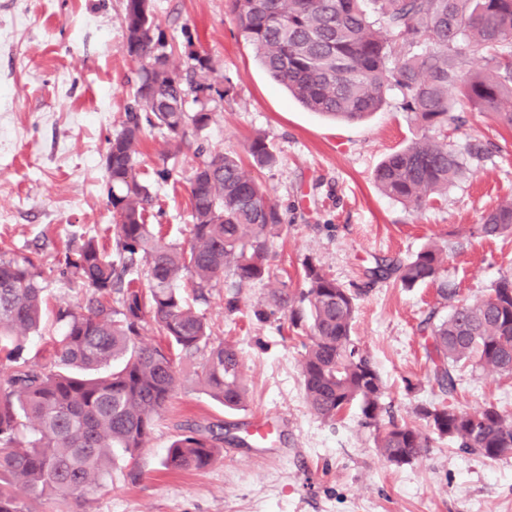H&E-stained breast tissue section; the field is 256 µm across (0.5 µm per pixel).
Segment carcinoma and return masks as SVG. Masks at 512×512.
I'll use <instances>...</instances> for the list:
<instances>
[{
  "instance_id": "cac0c4a2",
  "label": "carcinoma",
  "mask_w": 512,
  "mask_h": 512,
  "mask_svg": "<svg viewBox=\"0 0 512 512\" xmlns=\"http://www.w3.org/2000/svg\"><path fill=\"white\" fill-rule=\"evenodd\" d=\"M227 7L269 78L312 112L357 122L382 107L391 86L406 91L404 110L424 133L373 174L383 194L406 207L445 195L463 168L448 144L458 104L491 112L512 129V0H227ZM124 18L126 52L141 67L134 103L104 157L115 257L93 239L66 256L62 273L81 280L90 296L83 306L58 310L60 333L43 363L25 358L21 343L42 322V270L30 257L0 255V512H37L46 500L86 503L112 478L115 451L137 464L183 363L200 352V384L227 409L246 406L238 349L209 345V326L179 285L189 281L194 298L205 301L226 274L239 288L270 275L269 242L282 215L256 172L272 167L276 155L261 136L249 142L247 163L234 153H209L190 179L188 245L166 241L147 223L154 194L137 172L144 127L160 129L169 146L155 171L165 182L171 150L215 120L199 94L222 100L233 87L208 83L214 69L207 56L190 54L192 63L174 66L175 50L148 0H124ZM397 45L409 52L392 67ZM469 63L476 68L465 70ZM474 232L512 235V200L482 214ZM445 259L444 248L431 243L404 261L376 259L369 276L404 288L437 282L446 301L448 284L439 281ZM141 262L146 292L130 278ZM304 281L300 290L272 291L254 316L262 321L278 311L305 333L303 390L314 414L334 420L359 406L364 424L379 429L375 448L398 466L426 452L432 433L485 459L512 455L511 415L494 404L471 414L449 402L462 365L512 375V278L484 298L457 300L438 321L433 311L423 321L432 376L445 396L419 409L429 434L392 416L381 425L383 380L351 336L356 296L311 260ZM150 322L163 339L156 346L141 342ZM223 443L211 425L185 427L162 465L204 470Z\"/></svg>"
}]
</instances>
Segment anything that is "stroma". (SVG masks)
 Returning <instances> with one entry per match:
<instances>
[{
	"instance_id": "obj_1",
	"label": "stroma",
	"mask_w": 512,
	"mask_h": 512,
	"mask_svg": "<svg viewBox=\"0 0 512 512\" xmlns=\"http://www.w3.org/2000/svg\"><path fill=\"white\" fill-rule=\"evenodd\" d=\"M152 4L166 41L212 57L213 83L234 91L215 121L169 159L171 176L153 187L149 223L166 240L188 243L194 151L241 153L257 134L277 157L261 180L283 222L269 277L241 289L237 311L224 309L227 281L199 307L213 341L239 350L246 408L224 410L185 374L137 465L115 455L112 483L91 495L90 512H512V457L488 460L435 437L422 457L391 464L358 408L334 421L309 410L304 350L286 317L253 316L271 290L303 287L302 264L314 259L359 290L352 337L378 368L394 415L423 425L417 407L440 399L420 327L437 305L435 287L374 282L367 269L375 258L404 260L436 241L448 255L442 276L458 298H481L512 277V236L471 234L483 212L512 199V130L488 112L460 113L448 142L466 168L446 196L411 211L373 181L384 157L422 134L399 87L366 121L332 122L269 80L226 0ZM139 66L125 50L124 0H0V254L38 258L48 302L40 331L24 342L30 361L48 359L58 306L82 305L89 295L63 274L66 255L91 238L114 248L104 156ZM454 403L467 412L493 404L512 413V377L463 369ZM252 419L270 426L264 442L249 441ZM187 423L223 424L226 443L206 470H167L162 459Z\"/></svg>"
}]
</instances>
